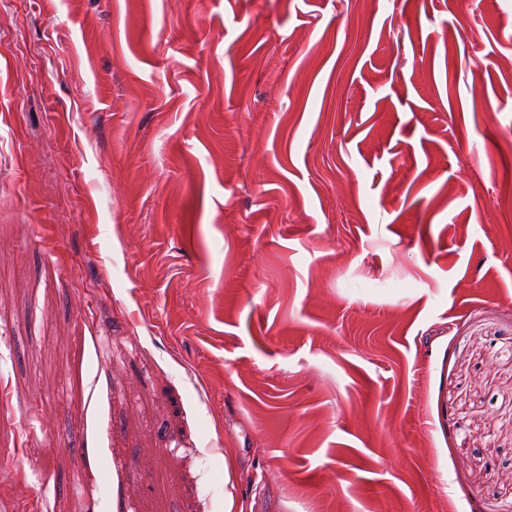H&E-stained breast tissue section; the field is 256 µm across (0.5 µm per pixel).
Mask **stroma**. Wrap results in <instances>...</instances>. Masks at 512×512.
<instances>
[{
    "mask_svg": "<svg viewBox=\"0 0 512 512\" xmlns=\"http://www.w3.org/2000/svg\"><path fill=\"white\" fill-rule=\"evenodd\" d=\"M512 0H0V512H512Z\"/></svg>",
    "mask_w": 512,
    "mask_h": 512,
    "instance_id": "obj_1",
    "label": "stroma"
}]
</instances>
